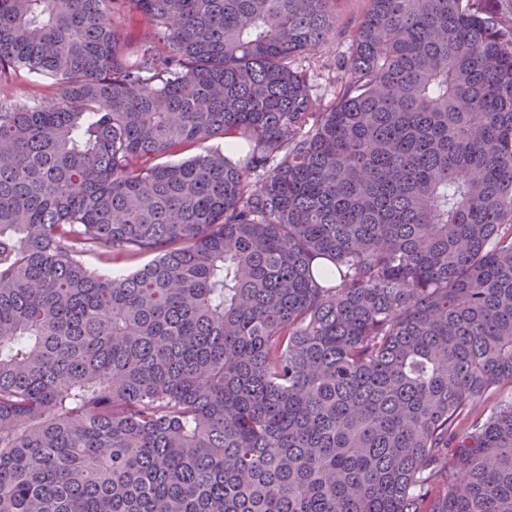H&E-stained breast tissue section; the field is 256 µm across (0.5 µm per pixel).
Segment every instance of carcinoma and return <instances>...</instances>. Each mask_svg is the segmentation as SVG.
I'll list each match as a JSON object with an SVG mask.
<instances>
[{
    "instance_id": "obj_1",
    "label": "carcinoma",
    "mask_w": 512,
    "mask_h": 512,
    "mask_svg": "<svg viewBox=\"0 0 512 512\" xmlns=\"http://www.w3.org/2000/svg\"><path fill=\"white\" fill-rule=\"evenodd\" d=\"M366 2L0 0V512H512V22ZM307 74L310 78V84L314 95L320 99L323 106L333 103V88L327 79L326 71L321 67L311 66L308 68ZM0 92L1 94L18 98H23L35 92L45 100L51 101L57 98L58 88L55 82L49 78L15 77L2 74L0 78ZM508 402H512V383L504 382L482 398L481 402L472 410L469 417L462 422V426L472 418L489 415L500 404Z\"/></svg>"
}]
</instances>
